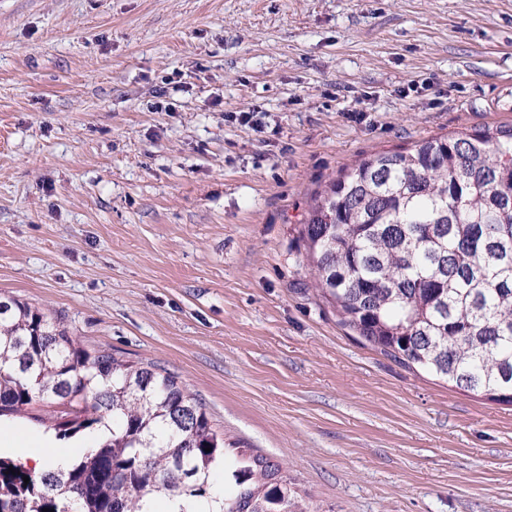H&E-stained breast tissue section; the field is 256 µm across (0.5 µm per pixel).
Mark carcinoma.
<instances>
[{"mask_svg":"<svg viewBox=\"0 0 512 512\" xmlns=\"http://www.w3.org/2000/svg\"><path fill=\"white\" fill-rule=\"evenodd\" d=\"M304 260L343 325L409 368L512 403V125L356 161L313 198ZM110 436L65 471L0 454V512H180L217 500L224 433L179 376L89 349L64 317L0 296V422ZM219 512H314L273 458L239 448ZM29 477L24 483L23 477Z\"/></svg>","mask_w":512,"mask_h":512,"instance_id":"carcinoma-1","label":"carcinoma"}]
</instances>
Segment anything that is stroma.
<instances>
[{"mask_svg":"<svg viewBox=\"0 0 512 512\" xmlns=\"http://www.w3.org/2000/svg\"><path fill=\"white\" fill-rule=\"evenodd\" d=\"M502 124L512 0H0V293L178 374L315 512H512V405L364 345L300 238L356 160Z\"/></svg>","mask_w":512,"mask_h":512,"instance_id":"stroma-1","label":"stroma"}]
</instances>
